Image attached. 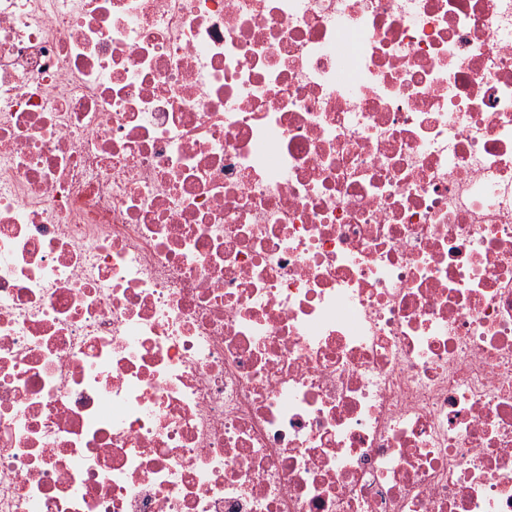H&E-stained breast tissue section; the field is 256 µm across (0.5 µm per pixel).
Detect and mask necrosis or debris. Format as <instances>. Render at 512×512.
Here are the masks:
<instances>
[{"mask_svg":"<svg viewBox=\"0 0 512 512\" xmlns=\"http://www.w3.org/2000/svg\"><path fill=\"white\" fill-rule=\"evenodd\" d=\"M0 512H512V0H0Z\"/></svg>","mask_w":512,"mask_h":512,"instance_id":"necrosis-or-debris-1","label":"necrosis or debris"}]
</instances>
